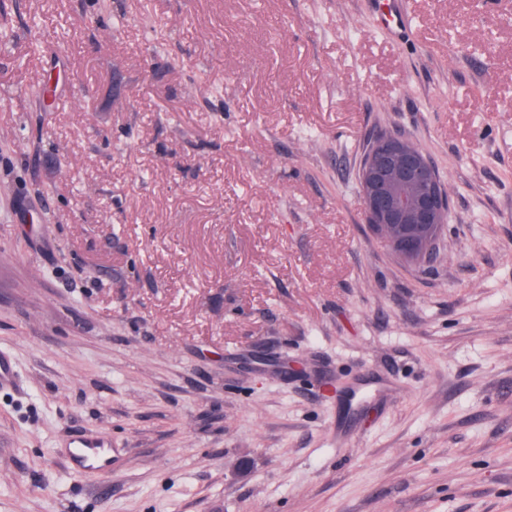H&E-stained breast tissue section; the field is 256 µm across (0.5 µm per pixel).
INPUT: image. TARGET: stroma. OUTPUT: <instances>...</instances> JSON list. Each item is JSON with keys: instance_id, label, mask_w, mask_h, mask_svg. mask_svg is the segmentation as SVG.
<instances>
[{"instance_id": "obj_1", "label": "stroma", "mask_w": 512, "mask_h": 512, "mask_svg": "<svg viewBox=\"0 0 512 512\" xmlns=\"http://www.w3.org/2000/svg\"><path fill=\"white\" fill-rule=\"evenodd\" d=\"M471 2L0 0V512H512V0ZM380 132L450 197L423 271ZM369 141L358 182L370 231L389 238L403 259L435 261L450 206L441 177L411 140L391 134ZM108 451L109 449L106 448L103 441H85L80 442V445L74 449L71 458L79 466L98 465V467L104 468Z\"/></svg>"}]
</instances>
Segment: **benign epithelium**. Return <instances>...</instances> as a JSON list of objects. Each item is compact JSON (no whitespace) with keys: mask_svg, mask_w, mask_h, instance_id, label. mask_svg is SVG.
<instances>
[{"mask_svg":"<svg viewBox=\"0 0 512 512\" xmlns=\"http://www.w3.org/2000/svg\"><path fill=\"white\" fill-rule=\"evenodd\" d=\"M358 182L373 235L389 238L403 259H437L450 199L430 159L411 140L392 134L371 138Z\"/></svg>","mask_w":512,"mask_h":512,"instance_id":"1","label":"benign epithelium"}]
</instances>
